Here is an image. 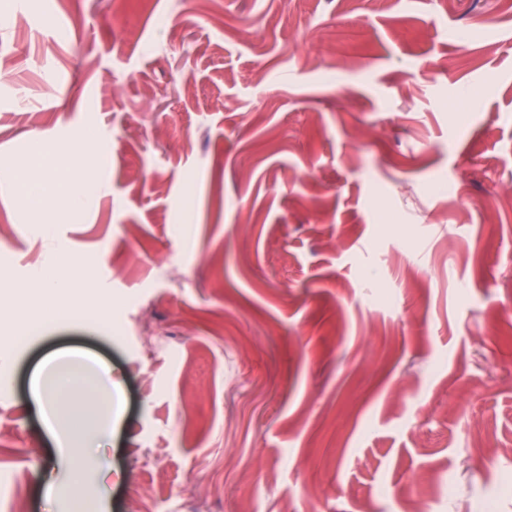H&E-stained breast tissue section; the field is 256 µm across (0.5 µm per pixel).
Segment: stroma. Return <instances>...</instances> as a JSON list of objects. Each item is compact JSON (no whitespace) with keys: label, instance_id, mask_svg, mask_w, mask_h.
<instances>
[{"label":"stroma","instance_id":"1","mask_svg":"<svg viewBox=\"0 0 512 512\" xmlns=\"http://www.w3.org/2000/svg\"><path fill=\"white\" fill-rule=\"evenodd\" d=\"M90 124L96 201L32 209L33 141ZM61 246L112 307L14 343ZM58 353L112 372L106 480L30 408ZM0 380V512H483L512 482V0H0ZM60 466L69 471L72 475L81 476L83 473L101 470L103 464L92 455L81 453L77 458L72 459L68 454L61 453Z\"/></svg>","mask_w":512,"mask_h":512}]
</instances>
